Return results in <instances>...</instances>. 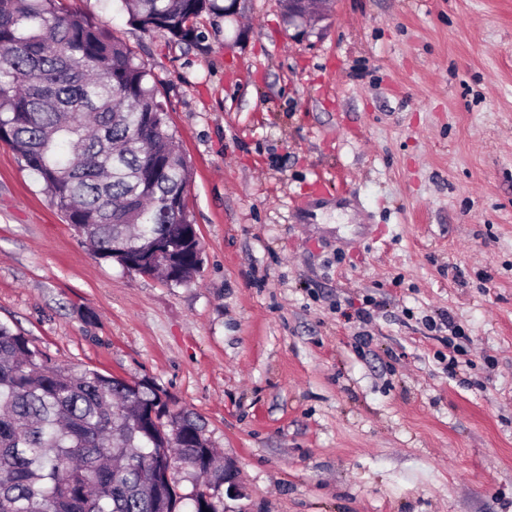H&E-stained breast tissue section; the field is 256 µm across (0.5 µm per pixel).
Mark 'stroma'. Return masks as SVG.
<instances>
[{
  "label": "stroma",
  "instance_id": "stroma-1",
  "mask_svg": "<svg viewBox=\"0 0 512 512\" xmlns=\"http://www.w3.org/2000/svg\"><path fill=\"white\" fill-rule=\"evenodd\" d=\"M71 2L148 65L203 263L97 258L0 142V321L200 415L224 512H512V0H329L302 36L247 0L193 45ZM447 327H448V348L453 349L454 355H449L448 358V374H455L456 368L459 367V364L462 363L458 360V356H467L468 355V345H469V336H466L464 330L456 325L454 319L450 316L447 317ZM455 340H460V343H455ZM463 340V341H461Z\"/></svg>",
  "mask_w": 512,
  "mask_h": 512
}]
</instances>
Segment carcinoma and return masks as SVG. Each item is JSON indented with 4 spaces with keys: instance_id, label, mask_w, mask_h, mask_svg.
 I'll list each match as a JSON object with an SVG mask.
<instances>
[{
    "instance_id": "obj_1",
    "label": "carcinoma",
    "mask_w": 512,
    "mask_h": 512,
    "mask_svg": "<svg viewBox=\"0 0 512 512\" xmlns=\"http://www.w3.org/2000/svg\"><path fill=\"white\" fill-rule=\"evenodd\" d=\"M132 25L188 43L218 0H122ZM0 140L94 254L166 284L202 262L178 150L151 72L66 0H0ZM196 480L184 496L174 472ZM205 424L153 383L60 366L0 322V512H224Z\"/></svg>"
}]
</instances>
